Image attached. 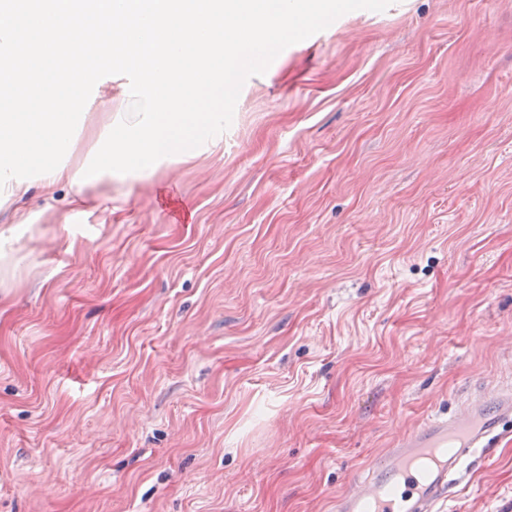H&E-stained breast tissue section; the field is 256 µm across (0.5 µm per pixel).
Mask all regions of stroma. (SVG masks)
Instances as JSON below:
<instances>
[{"mask_svg": "<svg viewBox=\"0 0 512 512\" xmlns=\"http://www.w3.org/2000/svg\"><path fill=\"white\" fill-rule=\"evenodd\" d=\"M0 207V512H332L512 387V0H396L285 48L162 178ZM443 512H512V431ZM39 225L29 223L28 219H22L18 224H7L0 227V265L3 270L13 257L14 244L28 237L32 238L38 231Z\"/></svg>", "mask_w": 512, "mask_h": 512, "instance_id": "stroma-1", "label": "stroma"}]
</instances>
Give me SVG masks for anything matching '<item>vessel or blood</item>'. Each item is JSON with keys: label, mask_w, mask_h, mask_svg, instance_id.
<instances>
[{"label": "vessel or blood", "mask_w": 512, "mask_h": 512, "mask_svg": "<svg viewBox=\"0 0 512 512\" xmlns=\"http://www.w3.org/2000/svg\"><path fill=\"white\" fill-rule=\"evenodd\" d=\"M512 426V391L474 395L462 414L418 425L337 496L335 512H438L461 466Z\"/></svg>", "instance_id": "vessel-or-blood-1"}]
</instances>
